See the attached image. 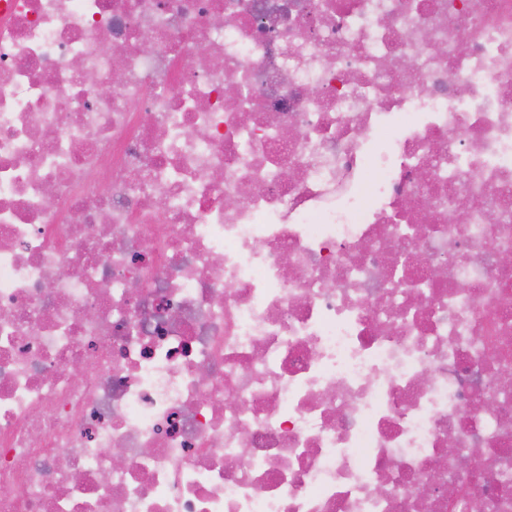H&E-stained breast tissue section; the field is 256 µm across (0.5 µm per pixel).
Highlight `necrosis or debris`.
Returning a JSON list of instances; mask_svg holds the SVG:
<instances>
[{
	"label": "necrosis or debris",
	"mask_w": 512,
	"mask_h": 512,
	"mask_svg": "<svg viewBox=\"0 0 512 512\" xmlns=\"http://www.w3.org/2000/svg\"><path fill=\"white\" fill-rule=\"evenodd\" d=\"M510 255L512 0H0V512H512Z\"/></svg>",
	"instance_id": "4bbe7bcc"
}]
</instances>
